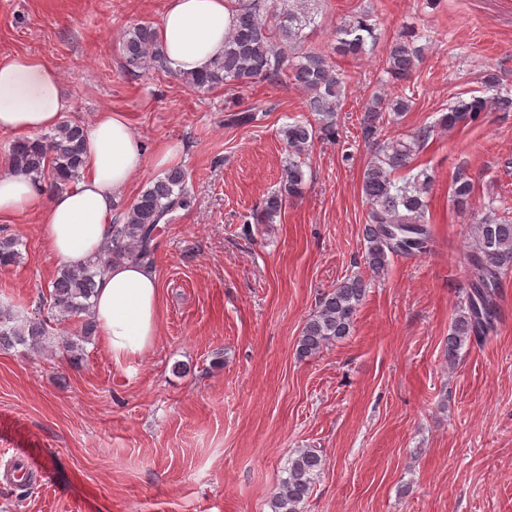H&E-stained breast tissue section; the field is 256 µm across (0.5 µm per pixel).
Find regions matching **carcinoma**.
I'll return each mask as SVG.
<instances>
[{"instance_id":"carcinoma-1","label":"carcinoma","mask_w":512,"mask_h":512,"mask_svg":"<svg viewBox=\"0 0 512 512\" xmlns=\"http://www.w3.org/2000/svg\"><path fill=\"white\" fill-rule=\"evenodd\" d=\"M308 2L277 0L270 13L264 11L261 0L241 4L235 24L224 37V53L207 70L181 75L189 87L197 90L285 77L306 92V111L315 116V121L296 120L281 129L288 164L283 168L279 189L269 194L253 214L257 224L273 223L286 203L303 195L307 184L304 156L314 140L319 136L326 140L336 138L335 118L345 98V83L342 73L326 56L304 48L303 30L312 20ZM379 39L377 24L365 11L336 25L334 50L341 56L358 57L372 50ZM427 40L429 36L415 28L392 36L382 71L388 75L393 90L373 94L364 108L362 134L370 148L361 184L362 195L369 204L364 228L365 260L377 275L387 271L391 260L398 256L429 251L432 241L427 197L434 177L426 168L415 173L410 168L413 156L430 139L431 126H420L405 138L381 137L384 124L411 110L412 97L402 85L412 79L425 60ZM122 51L131 70H166L155 30L148 24L124 31ZM480 83L495 94L489 98L473 94L456 97L437 124L453 129L476 122L485 112H512V89L505 87L498 71H483ZM83 154L82 126L65 120L49 136L15 139L10 145L8 164L11 171L33 177L41 188L51 192L80 177ZM185 183L186 173L178 168L149 182L133 200L123 223L112 224L105 259L58 270L49 290L47 316L18 323L9 312L0 311V346L22 345L41 352L60 326L71 320L81 321V338L93 335L97 326L91 298L97 277L109 262L130 259L153 264L160 245L161 221L190 206ZM473 192L470 179L457 174L451 194L458 209L471 208ZM21 258L18 240L0 238V266L13 265ZM468 262L471 275L465 307L455 316L448 333L450 360L466 342L487 338L498 321L500 278L503 271L512 268V218L497 215L492 201L474 221ZM364 296V283L357 277L340 282L325 294L303 326L297 346L299 357H311L326 344L348 336ZM323 467L322 456L312 448L289 458L286 476L270 502L272 512H300V505L310 496Z\"/></svg>"}]
</instances>
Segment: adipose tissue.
Returning a JSON list of instances; mask_svg holds the SVG:
<instances>
[{"label": "adipose tissue", "mask_w": 512, "mask_h": 512, "mask_svg": "<svg viewBox=\"0 0 512 512\" xmlns=\"http://www.w3.org/2000/svg\"><path fill=\"white\" fill-rule=\"evenodd\" d=\"M239 0H166L156 37L177 73L205 71L224 51ZM59 75L34 54L0 55V131L37 134L58 127L72 103ZM86 151L77 181L44 198L29 177L0 172V213L38 212L48 247L63 264L104 255L116 202L146 162L127 118L103 111L84 129ZM161 288L140 263L111 262L97 280L94 313L115 364L140 357L159 329Z\"/></svg>", "instance_id": "ef3b65f1"}]
</instances>
